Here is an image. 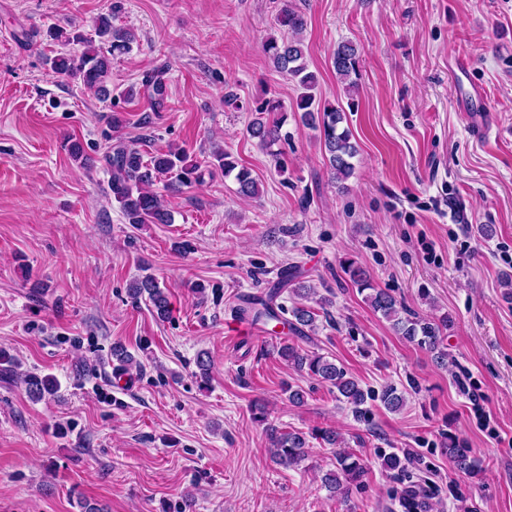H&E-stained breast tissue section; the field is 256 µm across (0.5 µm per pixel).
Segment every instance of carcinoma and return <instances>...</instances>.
<instances>
[{"label": "carcinoma", "mask_w": 512, "mask_h": 512, "mask_svg": "<svg viewBox=\"0 0 512 512\" xmlns=\"http://www.w3.org/2000/svg\"><path fill=\"white\" fill-rule=\"evenodd\" d=\"M279 26L287 29L291 37L281 40L270 37L264 44V51L274 70L298 83L300 93L293 103V112L299 114L300 122L319 131L323 140L328 166L335 179L344 181L354 174L357 146L351 142L352 133L343 126L346 122L344 109L334 103H320L315 100L313 90L317 85L316 75L308 71L304 45L299 35L306 29L307 21L301 12L286 4L277 17ZM96 35L101 45L96 47L93 40L86 39V49L78 56L60 55L51 60V69L58 76L78 78L87 88L99 93H107L106 82L110 75L112 61L107 53L122 54L130 48L133 35L123 29L112 26L108 17L100 19ZM109 45L103 51V45ZM360 52L351 41H341L332 52V67L337 78L344 84L345 91L351 93L358 88ZM256 117L247 127L249 136L258 140L259 145L270 151L277 158L281 152L272 150L280 141V128L287 121L288 115L282 112V105L275 98L263 100L254 109ZM216 167L224 171V176H234L239 185V194L254 198L259 195L257 182L244 167H238L231 155L222 151L214 154ZM112 168L111 191L113 199L119 204L128 223L169 224L171 214L165 209L164 200L154 190L160 177L167 178L166 188L178 191L199 180L201 165L189 158L186 150L179 148L164 154H157L146 160L136 147L120 143L113 148L109 157ZM345 274L359 291H369L366 299L371 308L392 322L394 330L406 340L434 353L435 360L446 364L448 352L444 346L443 329L448 327V318L431 321L416 317L401 307L398 300L390 293L373 287L365 271L349 262ZM280 289L271 288L268 298L253 299L246 306L239 308L241 314H253L258 320H277L279 315L274 310L273 299ZM132 299L147 296L156 315L160 319L168 318L170 300L168 291L160 287L157 279L145 275L134 280L129 288ZM293 320L288 322L291 330L300 336H306L316 329L314 313L304 306L291 309ZM277 354L293 369L306 372L336 389V399L355 412H362L367 400L375 397L371 389H365L360 382L348 372L319 354L303 352L293 343H286L277 349ZM112 358L116 361L115 372L129 374L137 365L134 356L121 343L112 346ZM16 376L24 385L29 396L39 401L45 396L54 395L59 384L52 376L40 377L30 372H18ZM385 407L397 411L404 405L405 398L392 386H386L380 395ZM270 443V452L274 461L284 468H296L307 456L308 442L300 432H283L273 425L265 429ZM448 459L453 466L471 476L482 472V462L472 449L455 437H448ZM365 466L353 453L342 450L336 453V469L327 472L323 484L334 496L348 501L349 484L364 476ZM399 505L403 512H430L431 503L421 489L405 487L401 490Z\"/></svg>", "instance_id": "1"}]
</instances>
